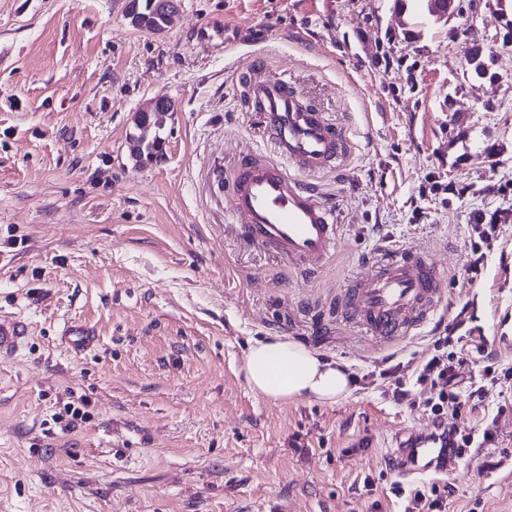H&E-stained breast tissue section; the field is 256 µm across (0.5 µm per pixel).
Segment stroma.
I'll list each match as a JSON object with an SVG mask.
<instances>
[{"mask_svg": "<svg viewBox=\"0 0 512 512\" xmlns=\"http://www.w3.org/2000/svg\"><path fill=\"white\" fill-rule=\"evenodd\" d=\"M128 5L0 0V317L30 325L0 359V512H402L382 457L432 424L415 370L433 338L471 351L462 390L512 367V0H455L440 22L424 0H181L160 33ZM478 50L489 76L467 64ZM256 58L345 140L335 170L302 179L340 226L318 272L254 243L218 181L276 155L241 79ZM157 98L174 109L142 165L129 137ZM475 211L501 226L473 280ZM409 250L439 269L438 306L382 344L343 296ZM71 321L94 350L62 341ZM271 336L345 366L348 393L252 390L246 353ZM82 398L88 420L56 421ZM467 424L494 439L438 476L446 512H512V378Z\"/></svg>", "mask_w": 512, "mask_h": 512, "instance_id": "1", "label": "stroma"}]
</instances>
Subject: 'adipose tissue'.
I'll return each instance as SVG.
<instances>
[{
    "instance_id": "1",
    "label": "adipose tissue",
    "mask_w": 512,
    "mask_h": 512,
    "mask_svg": "<svg viewBox=\"0 0 512 512\" xmlns=\"http://www.w3.org/2000/svg\"><path fill=\"white\" fill-rule=\"evenodd\" d=\"M245 372L250 386L273 400L305 398L333 402L347 393L350 382L340 365L282 336L252 344Z\"/></svg>"
}]
</instances>
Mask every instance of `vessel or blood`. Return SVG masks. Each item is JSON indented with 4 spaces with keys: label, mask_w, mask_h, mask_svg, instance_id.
Listing matches in <instances>:
<instances>
[{
    "label": "vessel or blood",
    "mask_w": 512,
    "mask_h": 512,
    "mask_svg": "<svg viewBox=\"0 0 512 512\" xmlns=\"http://www.w3.org/2000/svg\"><path fill=\"white\" fill-rule=\"evenodd\" d=\"M249 95L277 156H244L225 176L231 211L253 240L296 267L318 270L334 257L340 227L319 195L303 187L299 177L334 169L344 154V139L288 81H253ZM441 282L438 268L425 257L400 253L381 260L359 280L345 295L344 306L372 336L391 344L435 309ZM27 334L23 319L1 318L0 355L14 353ZM63 336L78 352L95 343L94 331L80 323L67 325ZM395 441L386 468L397 478L410 481L447 470L452 447L442 428L399 434Z\"/></svg>",
    "instance_id": "vessel-or-blood-1"
}]
</instances>
